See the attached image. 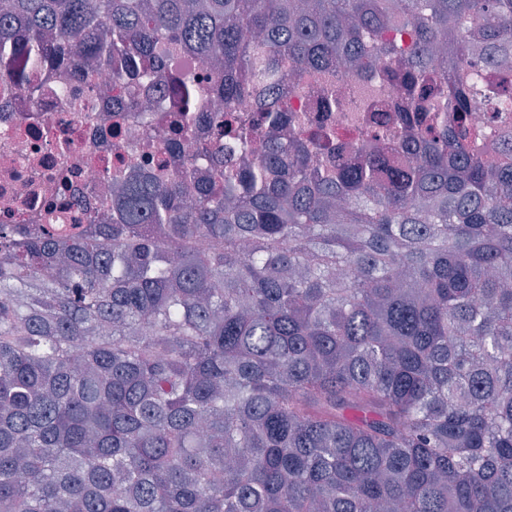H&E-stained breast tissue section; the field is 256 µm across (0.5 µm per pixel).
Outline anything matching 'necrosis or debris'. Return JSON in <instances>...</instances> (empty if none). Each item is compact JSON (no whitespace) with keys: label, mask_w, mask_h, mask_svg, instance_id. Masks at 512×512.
<instances>
[{"label":"necrosis or debris","mask_w":512,"mask_h":512,"mask_svg":"<svg viewBox=\"0 0 512 512\" xmlns=\"http://www.w3.org/2000/svg\"><path fill=\"white\" fill-rule=\"evenodd\" d=\"M41 81L38 99L0 98V247L9 233L60 241L90 229L96 216L112 212L107 172L135 166L159 180L176 171L194 180L209 167L195 149L210 139L208 127L196 128L194 145L173 151L139 137L137 113H121L116 128L102 122L104 104L117 100L111 72L84 83L66 70L47 68ZM329 87L340 104L326 112L319 93ZM404 99L403 89L374 67L347 76L305 71L281 92L279 104L295 133L310 135L324 123L335 131L336 146L374 152L388 140L377 109Z\"/></svg>","instance_id":"1"}]
</instances>
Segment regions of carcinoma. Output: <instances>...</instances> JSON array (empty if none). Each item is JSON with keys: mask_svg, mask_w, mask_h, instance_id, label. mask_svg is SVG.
Listing matches in <instances>:
<instances>
[{"mask_svg": "<svg viewBox=\"0 0 512 512\" xmlns=\"http://www.w3.org/2000/svg\"><path fill=\"white\" fill-rule=\"evenodd\" d=\"M10 46L1 95L105 65L158 137L140 89L205 56L178 126L217 165L116 176L112 223L0 250V512H512V149L465 75L489 60L512 113V0H0ZM285 59L382 61L401 140L224 168L241 101L284 127Z\"/></svg>", "mask_w": 512, "mask_h": 512, "instance_id": "carcinoma-1", "label": "carcinoma"}]
</instances>
